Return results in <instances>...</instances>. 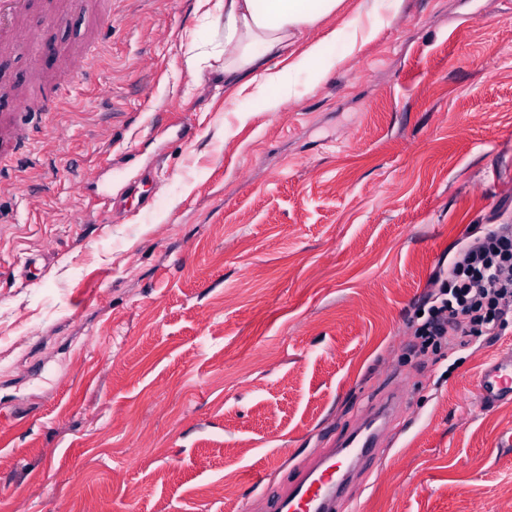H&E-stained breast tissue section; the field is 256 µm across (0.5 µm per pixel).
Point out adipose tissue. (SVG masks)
Segmentation results:
<instances>
[{"instance_id":"obj_1","label":"adipose tissue","mask_w":512,"mask_h":512,"mask_svg":"<svg viewBox=\"0 0 512 512\" xmlns=\"http://www.w3.org/2000/svg\"><path fill=\"white\" fill-rule=\"evenodd\" d=\"M344 0H215L224 19V40L202 50L221 62L225 83L251 90L269 108L271 89H286L290 74L309 73L320 82L336 65L325 41L304 42V33L336 14Z\"/></svg>"}]
</instances>
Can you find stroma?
Masks as SVG:
<instances>
[{
  "label": "stroma",
  "mask_w": 512,
  "mask_h": 512,
  "mask_svg": "<svg viewBox=\"0 0 512 512\" xmlns=\"http://www.w3.org/2000/svg\"><path fill=\"white\" fill-rule=\"evenodd\" d=\"M344 0L312 35L338 63L272 111L195 66L200 0H32L28 28L84 75L0 55L52 100L0 138V512H273L300 466L381 394L399 417L349 512H505L512 403L472 382L512 320L466 348L409 325L436 277L512 224V0H403L360 49ZM264 473L262 485L250 477Z\"/></svg>",
  "instance_id": "1"
}]
</instances>
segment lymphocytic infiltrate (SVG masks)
Listing matches in <instances>:
<instances>
[{
	"label": "lymphocytic infiltrate",
	"mask_w": 512,
	"mask_h": 512,
	"mask_svg": "<svg viewBox=\"0 0 512 512\" xmlns=\"http://www.w3.org/2000/svg\"><path fill=\"white\" fill-rule=\"evenodd\" d=\"M426 303L418 335L462 343L493 335L512 317V225H498L470 244Z\"/></svg>",
	"instance_id": "lymphocytic-infiltrate-1"
}]
</instances>
